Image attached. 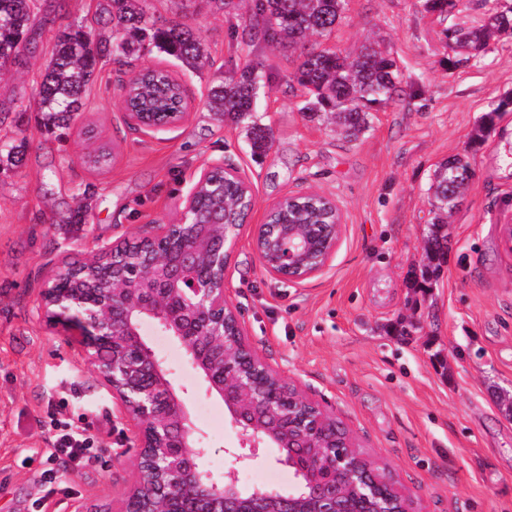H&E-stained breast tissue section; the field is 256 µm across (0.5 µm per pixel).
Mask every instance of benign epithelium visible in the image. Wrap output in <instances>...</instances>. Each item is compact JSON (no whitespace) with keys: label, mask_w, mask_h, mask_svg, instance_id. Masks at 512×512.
Masks as SVG:
<instances>
[{"label":"benign epithelium","mask_w":512,"mask_h":512,"mask_svg":"<svg viewBox=\"0 0 512 512\" xmlns=\"http://www.w3.org/2000/svg\"><path fill=\"white\" fill-rule=\"evenodd\" d=\"M212 172L239 181L249 193L247 212H253L255 197L236 168L216 161L199 180ZM197 190L187 195L178 223L157 224L132 239L151 248L148 263L133 264L113 246L101 252L112 258V268L123 269L112 300L63 288L53 271L41 291L49 328L82 349L99 385L134 428L138 453L113 512H369L372 501L375 512H415L369 460L350 480L352 436L336 440L335 413L284 379L249 341L224 289L239 233L186 235ZM341 233L340 219L274 226L267 211L252 225V245L267 273L297 283L325 270ZM146 320L183 346L207 393L224 402V414L248 449L236 455L238 462L247 464L262 446L278 448L279 462L294 471V487L244 490L235 475L219 480L205 469L188 411L142 336Z\"/></svg>","instance_id":"1"}]
</instances>
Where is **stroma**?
Listing matches in <instances>:
<instances>
[{
  "instance_id": "1",
  "label": "stroma",
  "mask_w": 512,
  "mask_h": 512,
  "mask_svg": "<svg viewBox=\"0 0 512 512\" xmlns=\"http://www.w3.org/2000/svg\"><path fill=\"white\" fill-rule=\"evenodd\" d=\"M106 3L40 0L36 52L0 70V108H26L7 130L27 143L21 163L0 169V512L112 508L137 454L133 428L99 391L79 348L46 326L44 280L66 258L178 222L201 171L218 160L240 171L256 200L224 287L268 363L334 411L417 512H512V417L500 398L512 392V255L498 226L512 212V112L471 145L491 103L512 95V36L459 65L445 31L482 26L481 0L442 14L424 11L422 0H348L328 45L348 53L378 40L395 57L404 90L350 140L301 112L299 53L250 28L253 0H194L184 21L204 41L208 65L189 72L154 48L128 68L107 62L85 111L58 138L34 110L40 73L58 30H110ZM249 63L266 74L256 117L274 133L259 159L243 127L218 120L205 102L210 85ZM148 66L181 78L189 103L183 122L154 133L129 127L119 103L131 71ZM88 126L114 154L101 173L87 164ZM464 151L475 177L447 228L441 273L422 292L415 278L426 262L431 178ZM307 191L335 199L345 228L327 269L292 283L265 272L251 227L281 197ZM79 194L85 219L72 224ZM141 332L171 372L205 468L218 479L236 474L246 488L258 473L273 476L274 488H292L294 473L277 449L259 448L244 467L236 462L232 425L216 430L200 414L204 405L223 411V402L207 394L179 343L150 321ZM60 421L93 437L88 463L50 458Z\"/></svg>"
}]
</instances>
